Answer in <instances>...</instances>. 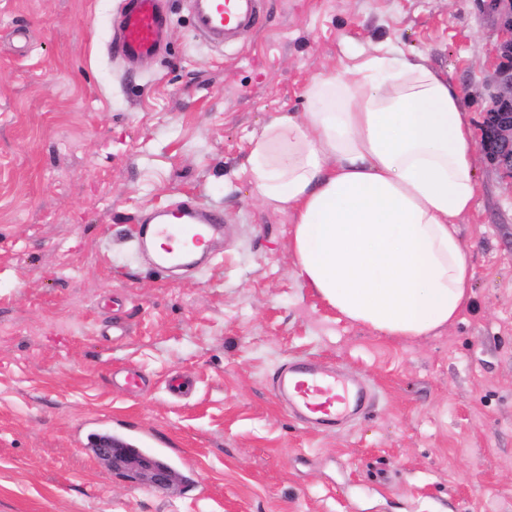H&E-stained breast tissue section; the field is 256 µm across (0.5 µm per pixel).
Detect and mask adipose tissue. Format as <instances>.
<instances>
[{
    "label": "adipose tissue",
    "mask_w": 512,
    "mask_h": 512,
    "mask_svg": "<svg viewBox=\"0 0 512 512\" xmlns=\"http://www.w3.org/2000/svg\"><path fill=\"white\" fill-rule=\"evenodd\" d=\"M305 96L304 115H274L248 157L255 196L289 218L294 276L380 335L436 334L472 295L454 221L480 183L456 90L386 44Z\"/></svg>",
    "instance_id": "obj_1"
}]
</instances>
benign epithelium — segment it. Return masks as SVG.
I'll return each instance as SVG.
<instances>
[{
  "label": "benign epithelium",
  "instance_id": "benign-epithelium-1",
  "mask_svg": "<svg viewBox=\"0 0 512 512\" xmlns=\"http://www.w3.org/2000/svg\"><path fill=\"white\" fill-rule=\"evenodd\" d=\"M483 2L496 17L498 42L493 72L495 92L485 112L478 150L512 180V0ZM137 469L139 478L155 490L167 491L173 484V475L166 470L146 463Z\"/></svg>",
  "mask_w": 512,
  "mask_h": 512
}]
</instances>
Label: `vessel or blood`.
Here are the masks:
<instances>
[{"label": "vessel or blood", "instance_id": "1", "mask_svg": "<svg viewBox=\"0 0 512 512\" xmlns=\"http://www.w3.org/2000/svg\"><path fill=\"white\" fill-rule=\"evenodd\" d=\"M190 11L196 36L220 50L241 25L256 24L261 0H190ZM167 27L159 0H124L117 36L124 57L135 61L155 55ZM151 222L153 235L190 237L192 249L168 248L158 256L160 266L179 267L208 263L210 256L201 246L209 241L223 218L197 202L171 214L155 213ZM278 387L287 393L309 426L322 431L334 429L351 405H363L368 399L364 390L352 389L338 373L322 370L315 362L306 360L290 363L280 376Z\"/></svg>", "mask_w": 512, "mask_h": 512}]
</instances>
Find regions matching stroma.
<instances>
[{"mask_svg":"<svg viewBox=\"0 0 512 512\" xmlns=\"http://www.w3.org/2000/svg\"><path fill=\"white\" fill-rule=\"evenodd\" d=\"M163 2L166 45L131 67L123 0H0V512H512V182L478 160L457 220L473 295L404 339L295 278L292 226L247 164L313 75L387 40L447 72L480 130L495 18L481 0H263L216 51L187 0ZM191 199L224 216L216 260L161 272L136 252L140 218ZM293 359L371 403L310 428L274 386ZM124 368L151 390L116 384ZM101 427L146 433L191 485L119 477L84 446Z\"/></svg>","mask_w":512,"mask_h":512,"instance_id":"1","label":"stroma"}]
</instances>
